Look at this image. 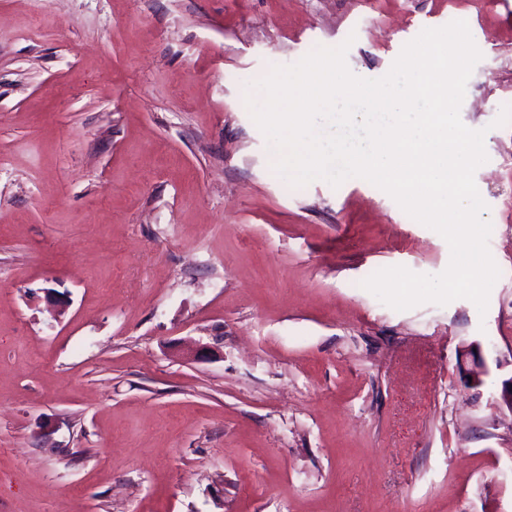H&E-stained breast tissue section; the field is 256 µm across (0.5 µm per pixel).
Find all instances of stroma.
I'll list each match as a JSON object with an SVG mask.
<instances>
[{
    "mask_svg": "<svg viewBox=\"0 0 512 512\" xmlns=\"http://www.w3.org/2000/svg\"><path fill=\"white\" fill-rule=\"evenodd\" d=\"M454 20L500 276L486 314L397 311L363 281L446 240L364 179L291 187L245 97ZM507 101L512 0H0V512H512ZM475 347L478 351H473L472 348H468L466 352V357H469L470 362H464L461 360L460 368L463 371V375L465 381L473 386L479 387L484 383V377L487 375V367L484 359L480 354L481 345L479 343L475 344ZM468 377H472V382H469Z\"/></svg>",
    "mask_w": 512,
    "mask_h": 512,
    "instance_id": "obj_1",
    "label": "stroma"
}]
</instances>
